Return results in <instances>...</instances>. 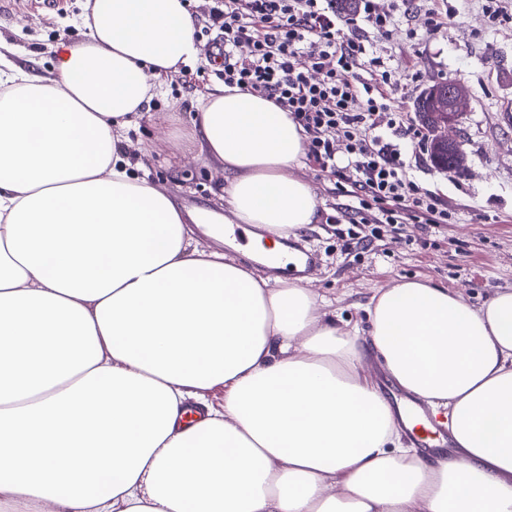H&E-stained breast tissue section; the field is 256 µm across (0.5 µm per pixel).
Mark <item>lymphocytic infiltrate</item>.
<instances>
[{
  "mask_svg": "<svg viewBox=\"0 0 512 512\" xmlns=\"http://www.w3.org/2000/svg\"><path fill=\"white\" fill-rule=\"evenodd\" d=\"M354 4L340 14L336 0H212L195 27L224 54L217 78L289 112L309 139V158L346 178L357 200L343 211L348 223H447L445 203L406 175L399 142L419 146L425 136L392 112L390 73L368 49L371 38L398 34L393 11L376 0ZM365 25L370 35H362ZM383 124L393 141L377 136Z\"/></svg>",
  "mask_w": 512,
  "mask_h": 512,
  "instance_id": "1",
  "label": "lymphocytic infiltrate"
}]
</instances>
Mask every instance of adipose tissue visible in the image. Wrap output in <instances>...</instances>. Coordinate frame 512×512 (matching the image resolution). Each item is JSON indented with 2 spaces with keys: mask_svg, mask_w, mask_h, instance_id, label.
Returning a JSON list of instances; mask_svg holds the SVG:
<instances>
[{
  "mask_svg": "<svg viewBox=\"0 0 512 512\" xmlns=\"http://www.w3.org/2000/svg\"><path fill=\"white\" fill-rule=\"evenodd\" d=\"M83 25L51 75L0 53V512H512V289L475 308L403 281L363 334L198 249L207 213L135 176L129 138L200 54L184 0H94ZM191 124L227 223H316L272 100L218 83ZM368 354L447 417L449 455L402 445Z\"/></svg>",
  "mask_w": 512,
  "mask_h": 512,
  "instance_id": "ef3b65f1",
  "label": "adipose tissue"
}]
</instances>
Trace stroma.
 <instances>
[{"label":"stroma","instance_id":"35a3bbf8","mask_svg":"<svg viewBox=\"0 0 512 512\" xmlns=\"http://www.w3.org/2000/svg\"><path fill=\"white\" fill-rule=\"evenodd\" d=\"M88 0H0V45L11 48L21 70L52 68L56 51L85 38L82 17ZM400 36L374 47L392 73V110L413 113L416 97L438 79L463 82L470 94L460 126L467 168L448 176L428 152L406 146L413 162L411 180L436 194L448 207L449 223L431 228L407 223L371 236L367 224L336 223L350 198L336 192V175L305 160L300 171L319 200L320 221L302 232L319 263L307 288L331 303L343 328L367 331L362 305L374 289L404 279H424L455 289L473 306L502 288L512 289V27L490 23L482 0H457L447 25L426 27L423 11L399 17ZM202 51L186 72L154 83L145 114L134 118L129 137L138 171L163 186L186 209L210 204L224 180L221 170L198 157L189 137L195 103L215 84V64Z\"/></svg>","mask_w":512,"mask_h":512}]
</instances>
